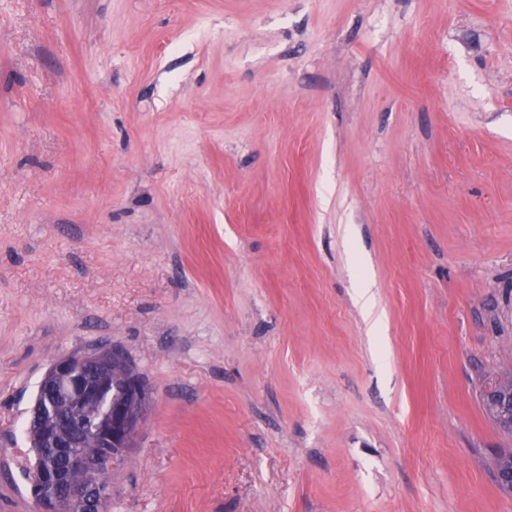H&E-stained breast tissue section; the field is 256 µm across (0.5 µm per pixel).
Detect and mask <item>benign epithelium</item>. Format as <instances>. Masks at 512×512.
Returning <instances> with one entry per match:
<instances>
[{
  "mask_svg": "<svg viewBox=\"0 0 512 512\" xmlns=\"http://www.w3.org/2000/svg\"><path fill=\"white\" fill-rule=\"evenodd\" d=\"M41 386L50 398L32 412L37 447L60 449L64 465L33 474L37 512H99L112 494L103 475L134 448L152 392L117 347L57 358ZM484 403L500 427L512 430V389L497 380ZM496 478L512 492L511 448L498 455Z\"/></svg>",
  "mask_w": 512,
  "mask_h": 512,
  "instance_id": "1",
  "label": "benign epithelium"
}]
</instances>
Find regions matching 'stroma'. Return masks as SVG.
Listing matches in <instances>:
<instances>
[{
  "label": "stroma",
  "mask_w": 512,
  "mask_h": 512,
  "mask_svg": "<svg viewBox=\"0 0 512 512\" xmlns=\"http://www.w3.org/2000/svg\"><path fill=\"white\" fill-rule=\"evenodd\" d=\"M102 345L108 512H512V0H0V512ZM484 403L500 427L512 430V389L497 380L486 390Z\"/></svg>",
  "instance_id": "obj_1"
}]
</instances>
